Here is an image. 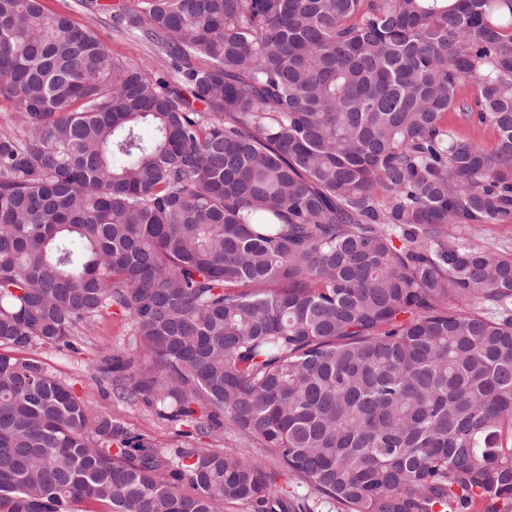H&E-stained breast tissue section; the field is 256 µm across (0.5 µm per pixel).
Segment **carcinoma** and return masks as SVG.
Returning <instances> with one entry per match:
<instances>
[{"mask_svg":"<svg viewBox=\"0 0 512 512\" xmlns=\"http://www.w3.org/2000/svg\"><path fill=\"white\" fill-rule=\"evenodd\" d=\"M112 24L180 86L0 0V512H512V254L459 236L512 222V0H121ZM115 312L119 399L256 440L318 497L147 447L26 356ZM447 122L459 137L474 141L487 151L495 146L497 134L491 127L467 121L456 112L447 114Z\"/></svg>","mask_w":512,"mask_h":512,"instance_id":"cac0c4a2","label":"carcinoma"}]
</instances>
